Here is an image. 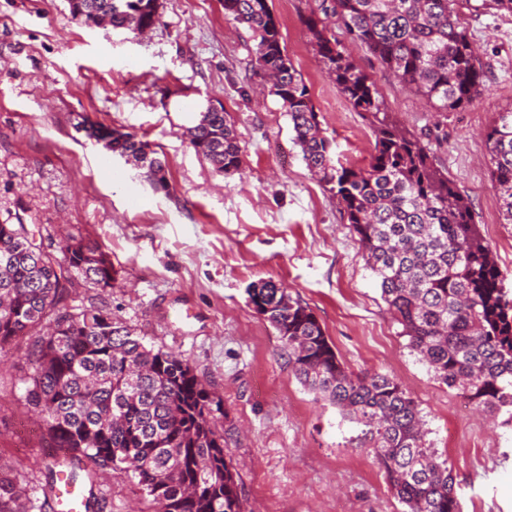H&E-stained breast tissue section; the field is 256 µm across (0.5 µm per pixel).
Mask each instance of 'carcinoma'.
I'll use <instances>...</instances> for the list:
<instances>
[{
  "mask_svg": "<svg viewBox=\"0 0 512 512\" xmlns=\"http://www.w3.org/2000/svg\"><path fill=\"white\" fill-rule=\"evenodd\" d=\"M72 16L102 14L114 29H154V0H68ZM460 0H331L325 19L307 29L320 62L358 112L377 116L370 76L345 53L326 19L334 18L399 82L429 103L455 110L483 85L480 61L459 19ZM224 15L255 42V68L282 101L293 142L336 197L378 279L388 310L410 349L440 382L462 389L512 422V290L503 287L491 248L473 222L470 203L418 140L384 120L364 168L335 159L322 135L309 89L280 43L269 0H224ZM86 135L133 159L154 188L165 178L156 151L136 135L102 126ZM190 143L220 173L238 171L243 151L224 112H202ZM498 201L512 224V111L486 134ZM118 270L81 240L47 252L25 224L0 223V351L25 350L32 372L25 405L47 428L44 502L58 497L63 475L93 486L104 470L125 474L155 512H245L238 474L224 454V416L196 370L182 357L147 345L112 315L70 311L79 275L106 287ZM250 303L277 332L297 379L316 397L363 427L374 458L405 512H462L448 459L435 455L413 398L382 373L348 371L314 313L288 289L260 281ZM26 476L0 466V512H31Z\"/></svg>",
  "mask_w": 512,
  "mask_h": 512,
  "instance_id": "cac0c4a2",
  "label": "carcinoma"
}]
</instances>
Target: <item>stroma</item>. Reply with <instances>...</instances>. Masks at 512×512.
I'll return each mask as SVG.
<instances>
[{"label": "stroma", "instance_id": "stroma-1", "mask_svg": "<svg viewBox=\"0 0 512 512\" xmlns=\"http://www.w3.org/2000/svg\"><path fill=\"white\" fill-rule=\"evenodd\" d=\"M281 44L301 73L341 163L368 164L376 121L323 71L303 23L322 0H271ZM144 36L73 19L67 0H0V222L32 227L37 245L78 238L108 253L104 287L76 278L70 304L109 313L149 344L181 355L224 405V451L247 512H402L356 424L295 377L270 324L248 302L260 280L309 307L351 371L393 377L416 401L427 440L452 465L462 512H512V425L437 380L409 348L335 197L292 141L280 101L263 91L249 30L224 0H161ZM486 77L463 108L438 111L394 80L343 30L335 35L378 90L382 113L427 148L471 204L505 288L512 224L491 180L484 130L512 108V15L484 0L461 11ZM220 101L243 151L224 175L187 133ZM135 134L165 163L167 187L75 129ZM27 360L0 354V463L46 481L45 429L22 394ZM103 512H148L126 475L98 478Z\"/></svg>", "mask_w": 512, "mask_h": 512}]
</instances>
